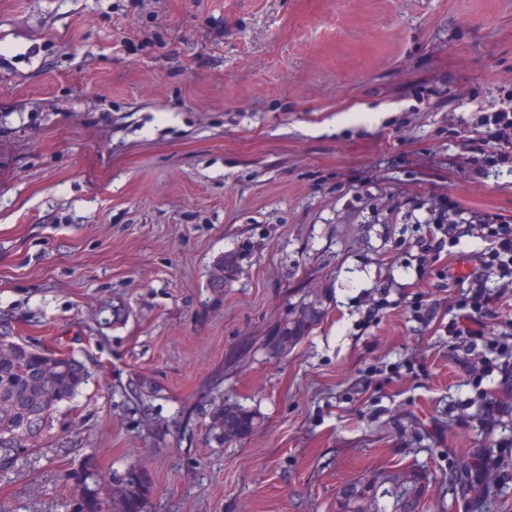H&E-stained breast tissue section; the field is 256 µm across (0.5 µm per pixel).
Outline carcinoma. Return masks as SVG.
Returning a JSON list of instances; mask_svg holds the SVG:
<instances>
[{
    "instance_id": "carcinoma-1",
    "label": "carcinoma",
    "mask_w": 512,
    "mask_h": 512,
    "mask_svg": "<svg viewBox=\"0 0 512 512\" xmlns=\"http://www.w3.org/2000/svg\"><path fill=\"white\" fill-rule=\"evenodd\" d=\"M219 277L210 286L222 288L234 273V265L218 260ZM313 316L303 314L282 329L278 343L300 335ZM88 380L82 361L68 353L47 352L7 328H0V469L10 467L19 449L36 440L48 427L61 405L72 403ZM225 437L243 436L253 428L248 411L225 405L215 417ZM375 483L354 482L356 492L345 497L336 493L333 512H397L417 488L428 481L425 473L396 465L374 474ZM125 512H140L142 478L132 475L119 484Z\"/></svg>"
}]
</instances>
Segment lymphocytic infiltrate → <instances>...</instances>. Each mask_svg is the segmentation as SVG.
I'll return each instance as SVG.
<instances>
[{
	"label": "lymphocytic infiltrate",
	"mask_w": 512,
	"mask_h": 512,
	"mask_svg": "<svg viewBox=\"0 0 512 512\" xmlns=\"http://www.w3.org/2000/svg\"><path fill=\"white\" fill-rule=\"evenodd\" d=\"M457 134L463 141L472 178L512 173V106L477 112ZM458 214L457 204L448 198L428 204L413 245V260L423 273L442 253L454 252L456 260L467 264L466 271L455 269L449 273L461 288L445 301L432 292H418L412 306L416 320L424 325L436 318L442 306L455 310V318L448 323V334L462 341L464 350H472L476 341H485L489 358L467 362L466 371L469 384L484 398V422L492 427L506 409L500 401L486 397L483 382L496 374L502 384L512 383V322H506L504 330L492 339L488 338L486 328L490 321L500 320L504 311L512 308V223L490 214L473 212L464 220ZM465 239L480 240L481 249L460 251Z\"/></svg>",
	"instance_id": "1"
}]
</instances>
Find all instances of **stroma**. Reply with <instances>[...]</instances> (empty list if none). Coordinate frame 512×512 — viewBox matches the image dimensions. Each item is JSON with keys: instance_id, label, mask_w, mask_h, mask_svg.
Listing matches in <instances>:
<instances>
[{"instance_id": "obj_1", "label": "stroma", "mask_w": 512, "mask_h": 512, "mask_svg": "<svg viewBox=\"0 0 512 512\" xmlns=\"http://www.w3.org/2000/svg\"><path fill=\"white\" fill-rule=\"evenodd\" d=\"M511 100L512 0H0V325L89 371L0 512H77L61 476L93 470L143 512H332L398 463L423 512H512V417L486 432L395 246L437 196L512 221L450 132ZM225 404L254 427L220 442ZM408 300H413L412 306L416 321L423 325H429L437 317L438 311L442 307L441 299L436 298V295L429 291L418 292ZM121 501L125 512H142L140 511V503L143 492L142 478L132 475L119 484Z\"/></svg>"}]
</instances>
